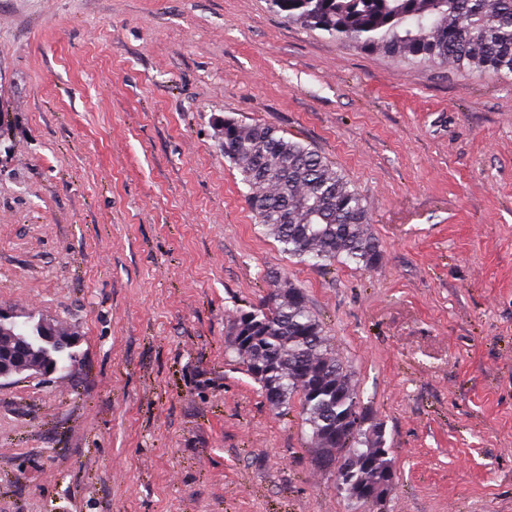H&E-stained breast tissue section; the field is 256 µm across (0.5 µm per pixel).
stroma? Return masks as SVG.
<instances>
[{
  "mask_svg": "<svg viewBox=\"0 0 512 512\" xmlns=\"http://www.w3.org/2000/svg\"><path fill=\"white\" fill-rule=\"evenodd\" d=\"M227 119L331 162L377 265L284 254ZM275 277L383 426V512H512V76L268 0H0V309L79 353L0 383V512H373L225 354Z\"/></svg>",
  "mask_w": 512,
  "mask_h": 512,
  "instance_id": "obj_1",
  "label": "stroma"
}]
</instances>
